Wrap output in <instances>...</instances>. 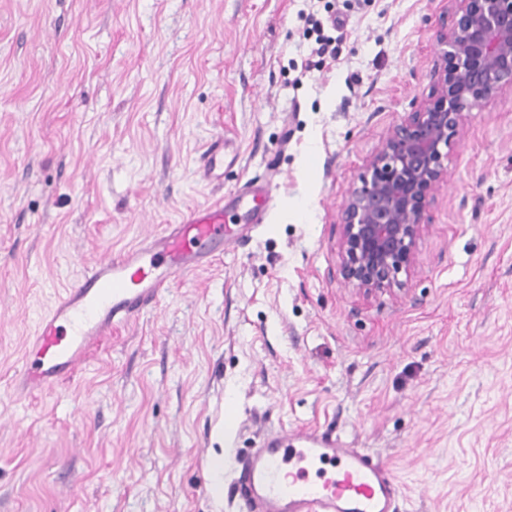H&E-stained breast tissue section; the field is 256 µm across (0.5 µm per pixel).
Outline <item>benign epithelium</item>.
Masks as SVG:
<instances>
[{
	"instance_id": "obj_1",
	"label": "benign epithelium",
	"mask_w": 512,
	"mask_h": 512,
	"mask_svg": "<svg viewBox=\"0 0 512 512\" xmlns=\"http://www.w3.org/2000/svg\"><path fill=\"white\" fill-rule=\"evenodd\" d=\"M429 93L393 125L338 213L339 272L366 296L406 293L427 208L448 185V157L471 112L512 90V0H451Z\"/></svg>"
}]
</instances>
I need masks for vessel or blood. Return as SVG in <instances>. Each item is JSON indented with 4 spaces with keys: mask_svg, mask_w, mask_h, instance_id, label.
I'll return each instance as SVG.
<instances>
[{
    "mask_svg": "<svg viewBox=\"0 0 512 512\" xmlns=\"http://www.w3.org/2000/svg\"><path fill=\"white\" fill-rule=\"evenodd\" d=\"M224 144L203 155L200 175L220 179ZM253 184L233 199L251 224L264 210L248 206L247 195H268ZM223 202L188 209L180 223L85 270L42 315L21 357L13 390L31 397L76 373L113 326L158 304L170 284L209 262L223 243ZM243 512H401L403 493L389 467L368 449L332 430H270L257 448L236 458L231 480Z\"/></svg>",
    "mask_w": 512,
    "mask_h": 512,
    "instance_id": "b4317fda",
    "label": "vessel or blood"
}]
</instances>
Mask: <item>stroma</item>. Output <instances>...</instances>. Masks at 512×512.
Returning a JSON list of instances; mask_svg holds the SVG:
<instances>
[{
	"label": "stroma",
	"mask_w": 512,
	"mask_h": 512,
	"mask_svg": "<svg viewBox=\"0 0 512 512\" xmlns=\"http://www.w3.org/2000/svg\"><path fill=\"white\" fill-rule=\"evenodd\" d=\"M449 5L0 0V512H240L214 461L299 426L372 449L404 512H512V91L471 113L407 295L338 271V209L428 94ZM312 17L336 56L310 68ZM253 182L265 224L226 217L85 371L12 397L57 291ZM200 176L205 180H218L224 174V142L218 140L211 144L203 154Z\"/></svg>",
	"instance_id": "obj_1"
}]
</instances>
